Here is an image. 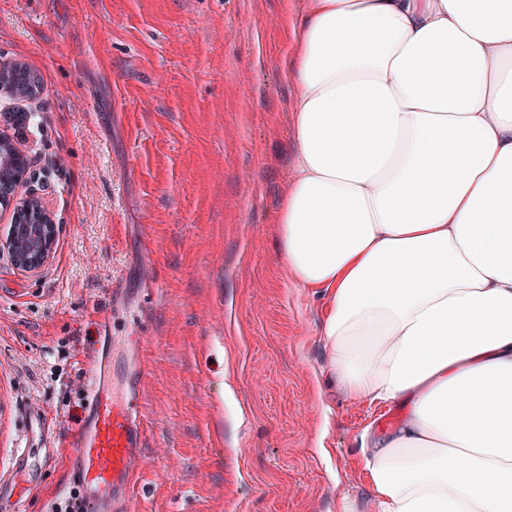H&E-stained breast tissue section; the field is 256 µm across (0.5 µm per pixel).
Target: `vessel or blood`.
I'll return each instance as SVG.
<instances>
[{
    "label": "vessel or blood",
    "mask_w": 512,
    "mask_h": 512,
    "mask_svg": "<svg viewBox=\"0 0 512 512\" xmlns=\"http://www.w3.org/2000/svg\"><path fill=\"white\" fill-rule=\"evenodd\" d=\"M107 361L89 370L87 390L91 419L71 431L67 441L76 448L80 467L75 477L87 490L83 512H112V503L127 490L136 476L134 459L145 440L141 418L129 399L108 392L103 378Z\"/></svg>",
    "instance_id": "obj_1"
}]
</instances>
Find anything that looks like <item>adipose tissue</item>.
<instances>
[{
  "mask_svg": "<svg viewBox=\"0 0 512 512\" xmlns=\"http://www.w3.org/2000/svg\"><path fill=\"white\" fill-rule=\"evenodd\" d=\"M275 225L328 370L406 402L336 512H512V0H300Z\"/></svg>",
  "mask_w": 512,
  "mask_h": 512,
  "instance_id": "obj_1",
  "label": "adipose tissue"
}]
</instances>
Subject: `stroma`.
<instances>
[{"label": "stroma", "mask_w": 512, "mask_h": 512, "mask_svg": "<svg viewBox=\"0 0 512 512\" xmlns=\"http://www.w3.org/2000/svg\"><path fill=\"white\" fill-rule=\"evenodd\" d=\"M285 0H0V60L42 75L0 93L59 226L36 273L0 257V512H51L81 486L44 446L88 415L86 368L145 376L147 443L125 512H336L366 498V429L402 405L327 372L323 291L293 283L274 225L294 161ZM0 84L9 88L12 97L18 100L37 99L44 90L40 75L29 65L21 70L1 73Z\"/></svg>", "instance_id": "stroma-1"}]
</instances>
